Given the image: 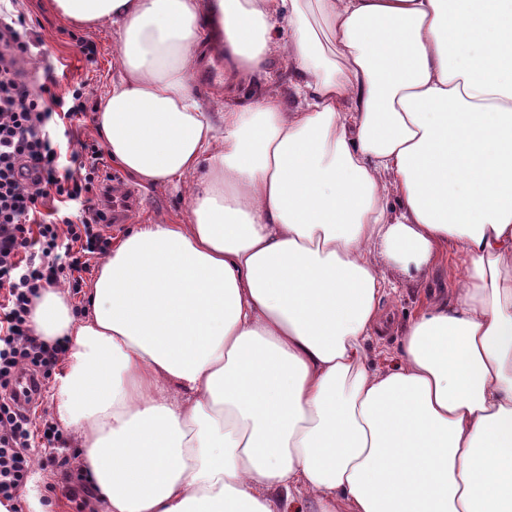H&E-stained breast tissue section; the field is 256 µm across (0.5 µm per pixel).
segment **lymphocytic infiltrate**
I'll list each match as a JSON object with an SVG mask.
<instances>
[{"instance_id":"lymphocytic-infiltrate-1","label":"lymphocytic infiltrate","mask_w":512,"mask_h":512,"mask_svg":"<svg viewBox=\"0 0 512 512\" xmlns=\"http://www.w3.org/2000/svg\"><path fill=\"white\" fill-rule=\"evenodd\" d=\"M16 3L0 0V389L7 392L0 399V505L9 512H19L32 441L51 448L62 438L52 421L32 423L8 394L19 372L49 378L62 353L34 336L30 298L58 283L81 293L91 257L110 247L104 226L112 221L102 206L112 186L98 166L100 144L83 142L81 153L66 160L52 133L55 121L85 118L82 87L69 98L52 97L48 86L19 77L39 42Z\"/></svg>"}]
</instances>
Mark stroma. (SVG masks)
Here are the masks:
<instances>
[{
    "label": "stroma",
    "mask_w": 512,
    "mask_h": 512,
    "mask_svg": "<svg viewBox=\"0 0 512 512\" xmlns=\"http://www.w3.org/2000/svg\"><path fill=\"white\" fill-rule=\"evenodd\" d=\"M20 10L33 33L41 41L40 56L32 59L33 84L45 80L46 66H53L57 86L56 94H64L68 89L84 85L87 96V111L95 113L102 96L110 89L112 75L118 68L119 35L111 23L103 22L94 26L81 27L63 20L54 13L49 0H21ZM94 45L96 54L86 59L83 50L86 45ZM300 73L281 54L271 55L266 71L257 75L236 95L239 104L248 103L261 91L268 90L281 95L286 107H294L297 99L294 86L300 82ZM135 190L139 197L136 207L124 215V222L108 233L113 239L122 238L137 224H186L190 221V206L186 187L174 188L168 185L142 186L130 174H123L121 180L112 186L113 196H122L128 190ZM384 272L396 285L384 302V307L397 325L396 331L386 336H372L365 342L368 363L371 368L384 369L395 360L403 345L401 325L406 323L426 299L450 292L461 270L455 264L434 270L428 278H421L416 271H404L402 263L386 265ZM55 455L68 458V467L61 469L45 468L41 460L46 450L41 444H33L29 450L32 458V471L41 476L39 498H31L22 493V512H36L37 507L49 508L50 512H99L98 505L91 495L83 492L75 474L79 462L66 444H59Z\"/></svg>",
    "instance_id": "1"
}]
</instances>
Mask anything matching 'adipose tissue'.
Segmentation results:
<instances>
[{"mask_svg":"<svg viewBox=\"0 0 512 512\" xmlns=\"http://www.w3.org/2000/svg\"><path fill=\"white\" fill-rule=\"evenodd\" d=\"M53 0L112 22L95 115L142 185L191 183V221L140 224L62 342L53 415L103 512H512V0ZM284 52L305 81L212 112ZM464 272L404 327L381 257Z\"/></svg>","mask_w":512,"mask_h":512,"instance_id":"ef3b65f1","label":"adipose tissue"}]
</instances>
